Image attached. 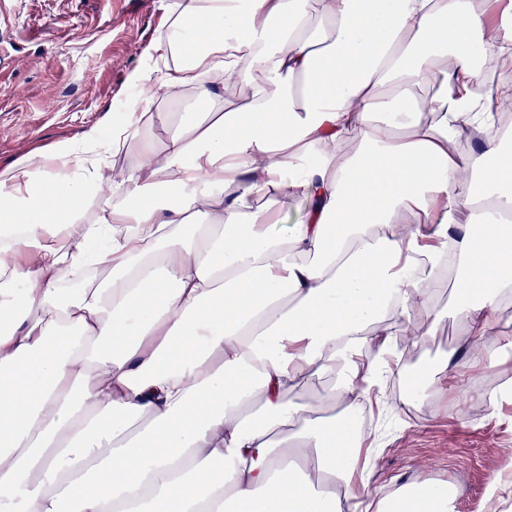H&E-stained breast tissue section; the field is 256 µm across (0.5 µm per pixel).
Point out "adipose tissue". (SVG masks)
I'll return each instance as SVG.
<instances>
[{
    "mask_svg": "<svg viewBox=\"0 0 512 512\" xmlns=\"http://www.w3.org/2000/svg\"><path fill=\"white\" fill-rule=\"evenodd\" d=\"M497 3L181 0L154 46L165 96L217 100L229 73L246 98L160 141L128 112L91 152L0 173V512H359L352 417L399 325L439 320L428 286L450 256L471 346L408 399L512 356L495 331L512 150L481 104L488 51L512 61ZM472 125L479 150L457 151ZM286 189L308 206L282 237L260 200ZM87 255L109 280L64 291ZM326 378L336 414L286 402ZM460 493L427 483L377 512H452Z\"/></svg>",
    "mask_w": 512,
    "mask_h": 512,
    "instance_id": "adipose-tissue-1",
    "label": "adipose tissue"
}]
</instances>
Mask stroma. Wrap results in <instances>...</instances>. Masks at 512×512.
Returning a JSON list of instances; mask_svg holds the SVG:
<instances>
[{"mask_svg": "<svg viewBox=\"0 0 512 512\" xmlns=\"http://www.w3.org/2000/svg\"><path fill=\"white\" fill-rule=\"evenodd\" d=\"M0 44V172L37 162L57 144L107 135L124 113L150 109L169 122L210 106L172 101L160 88L163 65L153 45L170 33L174 0H5ZM427 339L418 365L469 341L451 318L415 325ZM495 369L447 377L434 400L404 397L405 376L374 389L366 403L368 483L358 499L379 501L405 485L459 486L454 512H486L493 470L512 455V400L496 393Z\"/></svg>", "mask_w": 512, "mask_h": 512, "instance_id": "obj_1", "label": "stroma"}]
</instances>
